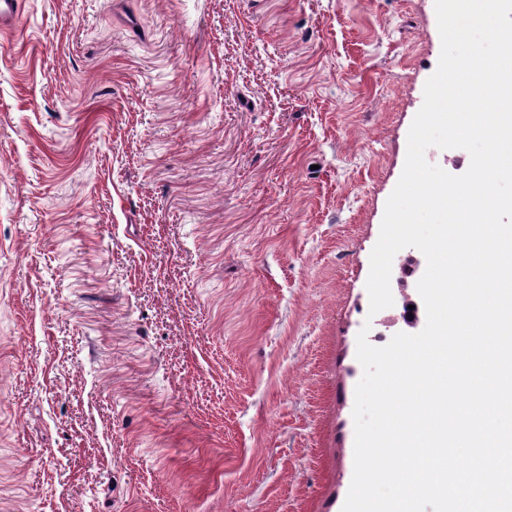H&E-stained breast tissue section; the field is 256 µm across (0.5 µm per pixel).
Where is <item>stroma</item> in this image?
Returning <instances> with one entry per match:
<instances>
[{
    "mask_svg": "<svg viewBox=\"0 0 512 512\" xmlns=\"http://www.w3.org/2000/svg\"><path fill=\"white\" fill-rule=\"evenodd\" d=\"M435 0H22L0 32V512H342Z\"/></svg>",
    "mask_w": 512,
    "mask_h": 512,
    "instance_id": "stroma-1",
    "label": "stroma"
}]
</instances>
